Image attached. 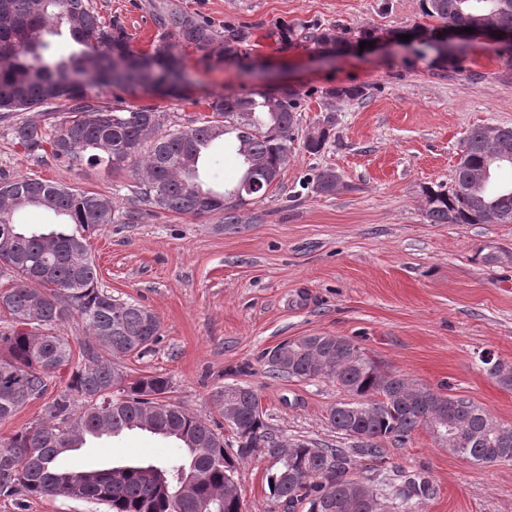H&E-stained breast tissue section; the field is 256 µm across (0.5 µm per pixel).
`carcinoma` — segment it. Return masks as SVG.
Segmentation results:
<instances>
[{"instance_id": "carcinoma-1", "label": "carcinoma", "mask_w": 512, "mask_h": 512, "mask_svg": "<svg viewBox=\"0 0 512 512\" xmlns=\"http://www.w3.org/2000/svg\"><path fill=\"white\" fill-rule=\"evenodd\" d=\"M422 11L437 25L421 32L422 45L439 29L488 25L512 32V0H421ZM164 37L151 53L133 51L120 28L104 25L91 0H0V118L15 112H47L60 100L68 116L55 129L34 120L11 126L16 145L29 155L49 154L74 167L106 164L128 169L137 182L127 207L111 198L51 180L0 174V315L9 322L0 331V421L42 397L51 379L65 369V389L47 406L45 420L0 440V497L25 500L68 498L96 502L107 512H242L236 483L239 463L255 451L273 460L265 476L269 496L288 512H415L430 495L429 480L397 467L359 474L358 461L376 458L381 440L406 444L419 428L433 433L434 422L453 420L469 432L468 448L450 440L448 452L477 465L512 463V427L497 421L465 397L422 390L400 375L382 373L360 345L334 336H304L279 344L267 358L269 373L297 380L325 378L350 399L368 400L372 413L363 420L329 410L340 434L356 441L337 448L313 441L284 443L265 421L256 392L232 385L213 394L219 411L229 408V428L237 449L224 447V435L169 397V378L160 374L131 378L110 357L140 356L162 332L160 319L145 306L121 301L98 285L90 237L111 224H140L146 208L180 216H215L220 223L256 224L247 206L265 199L292 157L299 126L300 90L293 87L219 95L211 114L184 128L163 129L157 109L114 108L88 95L91 85L123 92L167 86L185 80L178 46L207 49L219 42L224 56L235 58L251 39L246 29L218 32L211 24L173 10L161 18ZM67 36L77 49L58 60L47 58L49 36ZM302 36L324 51L336 38V26L290 29L285 39ZM64 67L79 70L82 85L63 89L54 79ZM326 95L354 101L357 86L332 88ZM320 141L305 142L310 154L330 139L332 120L323 123ZM222 143L235 154L241 175L230 187L216 189L202 169L210 148ZM453 184L422 190L430 224H511L512 187L497 193L470 191L474 172L495 173L501 155L512 152V128L477 127L465 140ZM340 176L332 168L316 173L313 192L332 195ZM39 208L56 218L49 229H32L14 220L16 213ZM85 328L82 362L73 365L70 340L55 329L72 320ZM288 353V368L275 362ZM487 373L512 389V366L502 361ZM80 402L79 410L73 401ZM143 430L179 445L176 457L155 462L114 464L105 468H65L61 459L92 439ZM265 447L258 448V442ZM368 487L371 506L357 500L359 484Z\"/></svg>"}]
</instances>
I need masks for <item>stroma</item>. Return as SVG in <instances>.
I'll list each match as a JSON object with an SVG mask.
<instances>
[{
  "label": "stroma",
  "instance_id": "obj_1",
  "mask_svg": "<svg viewBox=\"0 0 512 512\" xmlns=\"http://www.w3.org/2000/svg\"><path fill=\"white\" fill-rule=\"evenodd\" d=\"M104 23L121 27L134 51L153 50L159 17L178 8L216 29L251 34L240 62L219 46L179 47L186 80L171 96L107 87L89 89L105 105L154 106L165 126L195 125L221 94L247 95L295 84L303 94L301 128L334 119L325 150L295 147L277 185L269 188L258 224L222 226L163 212L139 224H113L92 235L100 285L139 302L160 319L162 335L142 358L122 364L129 375L161 374L174 400L213 423L222 386L257 394L266 422L285 440L350 447L328 420L343 395L326 379L299 381L269 374L262 354L303 336L355 340L380 366L417 386L463 396L512 427V390L480 361L483 353L512 364V224H430L422 190L450 185L469 131L512 127V48L495 39L466 42L444 59L418 52L401 33L435 21L420 0H92ZM336 27L341 47L286 41L290 27ZM370 47H362L363 31ZM360 86L351 102L328 96ZM11 119H0V171L52 180L129 203L134 179L102 165L69 167L26 155L14 145ZM341 176L334 194H316L313 169ZM65 379L0 422L6 438L38 422ZM177 447L136 430L91 444L69 458L89 467L143 462ZM272 461L245 458L237 473L243 512H283L263 482ZM401 466L434 489L419 512H512V463L476 466L438 447L425 429L404 446L383 442L364 472ZM0 512H106L104 505L66 498L0 497Z\"/></svg>",
  "mask_w": 512,
  "mask_h": 512
}]
</instances>
